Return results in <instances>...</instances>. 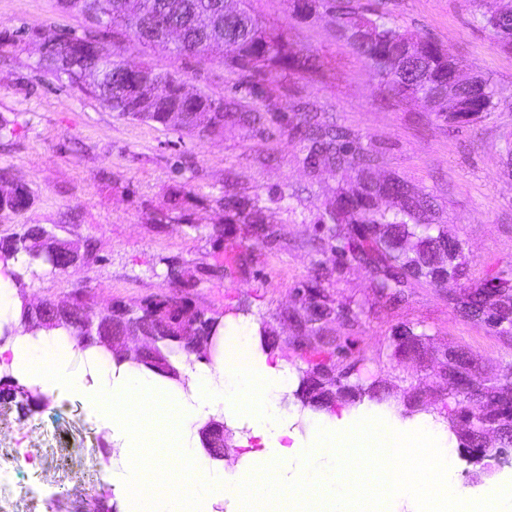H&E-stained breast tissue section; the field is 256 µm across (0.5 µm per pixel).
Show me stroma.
<instances>
[{
	"instance_id": "1",
	"label": "stroma",
	"mask_w": 512,
	"mask_h": 512,
	"mask_svg": "<svg viewBox=\"0 0 512 512\" xmlns=\"http://www.w3.org/2000/svg\"><path fill=\"white\" fill-rule=\"evenodd\" d=\"M360 2L448 46L469 75L490 79L499 91L495 109L454 130L428 103L389 92L328 13L305 21L293 0H251L293 48L320 55L317 72L291 74L253 99L219 63L122 44L130 63L178 72L190 91L216 99L256 101L269 117L263 132L228 125L200 136L118 116L39 68L43 37L84 35L89 21L56 0H0V177L30 195L24 209L0 210V238L37 224L88 246L85 264L69 272L18 259L9 277L20 279L24 295L43 300L85 289L97 302L135 308L167 295L210 316L247 315L296 369L357 360L359 378L387 380L398 408L423 371L439 368L445 348L468 351L486 376L511 367L512 336L460 317L447 286L421 283L391 302L377 292L369 265L337 261L321 230L326 200L356 176L304 171L298 136L281 126L300 105L326 113L370 147L377 177H398L435 198L438 222L462 243L474 281L512 265V156L504 151L512 142V48L483 28L468 0ZM230 193L262 208L269 237H256L241 214L225 208ZM314 282L351 316L316 324L317 340L300 349L289 338L305 312L299 292ZM405 325L425 333L426 367L395 356L392 335ZM337 344L348 355L335 353ZM112 451L79 395L43 396L24 416L17 400L0 399V460L21 464L0 478V512H93L94 499L82 494L88 487L122 512L99 470Z\"/></svg>"
}]
</instances>
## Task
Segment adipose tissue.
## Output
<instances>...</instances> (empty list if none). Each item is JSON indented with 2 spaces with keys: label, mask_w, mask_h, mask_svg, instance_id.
I'll return each instance as SVG.
<instances>
[{
  "label": "adipose tissue",
  "mask_w": 512,
  "mask_h": 512,
  "mask_svg": "<svg viewBox=\"0 0 512 512\" xmlns=\"http://www.w3.org/2000/svg\"><path fill=\"white\" fill-rule=\"evenodd\" d=\"M224 352L206 362L174 357L175 382L98 350L81 352L65 336L41 332L0 346V372L48 394L79 393L99 416L114 451L106 479L136 512L144 490L189 493L177 512H323L339 498L354 456L381 488L377 512H471V500L447 451L446 424L405 426L375 406L313 413L307 433L283 402L296 373L259 346L242 318L224 330ZM224 422L242 446L235 470L197 465L200 429Z\"/></svg>",
  "instance_id": "1"
}]
</instances>
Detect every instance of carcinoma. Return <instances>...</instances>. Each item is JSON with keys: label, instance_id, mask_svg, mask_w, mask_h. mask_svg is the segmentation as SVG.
I'll return each instance as SVG.
<instances>
[{"label": "carcinoma", "instance_id": "1", "mask_svg": "<svg viewBox=\"0 0 512 512\" xmlns=\"http://www.w3.org/2000/svg\"><path fill=\"white\" fill-rule=\"evenodd\" d=\"M322 6L335 13L338 32L346 37L353 51L361 57L382 80L400 97L419 98L438 90L459 62L441 44L386 21L385 14L376 9L360 11L356 0H320ZM224 0H58L59 7L87 19L104 13L109 21L97 26L98 35L73 36L71 43L90 45L91 56L83 61L62 67L45 66L57 79L93 95L102 104L121 116L153 121L166 127L193 132L189 115L199 112L217 119L213 132L221 133L224 125L232 124L260 128L265 113L240 101H224L204 94L191 101L171 90L176 73L129 63L115 46L107 50L99 36L116 34L131 38L143 45L159 47L177 57H198L217 60L224 68L247 78L252 94L260 93V82H272L290 71L314 72L319 68L317 56L310 51L293 49L283 34L268 30L246 5L236 3V14L224 16V37L210 38L205 26L192 23L212 11ZM484 27L504 44L512 46V18L481 14ZM184 22L183 43L171 47L165 38H156L143 28L163 21ZM365 29V36L354 38V30ZM415 48V57H407L408 48ZM482 88L473 92V85ZM450 99L432 98L437 111L446 121L461 128L470 124L464 115L480 117L495 107L497 89L491 82L475 78ZM296 132L303 141V166L322 167L334 171H352L361 183L348 190L341 188L334 199L325 205L331 221L329 238L336 241L334 251L370 265L375 272V288L391 301H398L405 289L414 282L426 281L439 285L448 277L462 293L453 309L464 317L481 323L501 336L512 335V269H499L471 286L468 261L461 242L448 238L442 225L434 223L435 204L426 196L398 178L381 181L375 177L377 158L359 138L330 123L318 112L302 109L296 115ZM0 210H18L29 200L22 185L0 186ZM41 227L31 226L21 234L0 240V250L20 255L28 263L46 266V258L34 252ZM198 343L209 348L219 334V319L202 315L194 319ZM195 350L171 338L158 341L147 348L141 366L172 379L179 371L170 357ZM197 354V353H195ZM203 357V354H197ZM350 366L337 369L335 363L320 362L304 372L297 392L300 402L315 410H332L339 405H354L367 398L382 403L390 396L383 380L369 384L356 380L349 389L337 392L324 388L314 394L310 384L331 372H346ZM483 405L488 417L500 419L506 425L495 439L500 450L512 448V379H497L484 387ZM450 429L460 445L477 448L483 433L477 426L462 428L456 419L449 418Z\"/></svg>", "mask_w": 512, "mask_h": 512}]
</instances>
